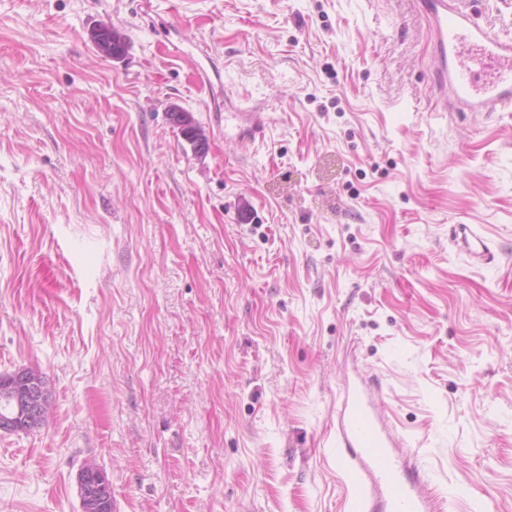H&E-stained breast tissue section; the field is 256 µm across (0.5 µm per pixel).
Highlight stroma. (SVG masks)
Returning a JSON list of instances; mask_svg holds the SVG:
<instances>
[{
	"label": "stroma",
	"instance_id": "obj_1",
	"mask_svg": "<svg viewBox=\"0 0 512 512\" xmlns=\"http://www.w3.org/2000/svg\"><path fill=\"white\" fill-rule=\"evenodd\" d=\"M435 69L416 0H0V374L54 397L0 512H79L89 464L117 512H349L353 370L440 512H512V112ZM232 131H235L233 136L238 141L241 151L248 152L257 141L263 140L265 136L264 112H259L258 107H252L243 111L225 113V136Z\"/></svg>",
	"mask_w": 512,
	"mask_h": 512
}]
</instances>
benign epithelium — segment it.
Wrapping results in <instances>:
<instances>
[{
  "label": "benign epithelium",
  "mask_w": 512,
  "mask_h": 512,
  "mask_svg": "<svg viewBox=\"0 0 512 512\" xmlns=\"http://www.w3.org/2000/svg\"><path fill=\"white\" fill-rule=\"evenodd\" d=\"M53 402L43 378L28 368L0 375V433L14 434L39 427ZM81 512H110L112 482L102 470L83 468L77 475Z\"/></svg>",
  "instance_id": "benign-epithelium-1"
}]
</instances>
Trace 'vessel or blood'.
Segmentation results:
<instances>
[{
  "label": "vessel or blood",
  "instance_id": "vessel-or-blood-1",
  "mask_svg": "<svg viewBox=\"0 0 512 512\" xmlns=\"http://www.w3.org/2000/svg\"><path fill=\"white\" fill-rule=\"evenodd\" d=\"M433 34L439 60L432 93L441 108L459 112L512 109V38L476 23L451 0H417ZM241 151H249L266 131L265 115L250 108L224 115ZM370 383L342 379L343 401L336 426V454L351 476L353 512H431L417 492L423 479L417 466L396 457L402 447L372 405Z\"/></svg>",
  "mask_w": 512,
  "mask_h": 512
}]
</instances>
